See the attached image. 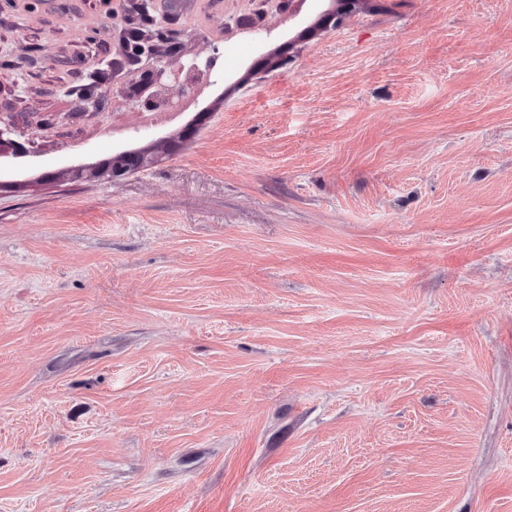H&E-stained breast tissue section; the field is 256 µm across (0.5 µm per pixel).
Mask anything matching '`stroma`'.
Instances as JSON below:
<instances>
[{"label":"stroma","mask_w":512,"mask_h":512,"mask_svg":"<svg viewBox=\"0 0 512 512\" xmlns=\"http://www.w3.org/2000/svg\"><path fill=\"white\" fill-rule=\"evenodd\" d=\"M125 7L0 0V512H512V0H294L106 139Z\"/></svg>","instance_id":"obj_1"}]
</instances>
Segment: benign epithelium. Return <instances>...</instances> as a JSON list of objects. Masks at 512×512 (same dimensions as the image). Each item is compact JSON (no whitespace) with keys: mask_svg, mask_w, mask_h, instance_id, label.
Wrapping results in <instances>:
<instances>
[{"mask_svg":"<svg viewBox=\"0 0 512 512\" xmlns=\"http://www.w3.org/2000/svg\"><path fill=\"white\" fill-rule=\"evenodd\" d=\"M156 0H135V15L116 19L119 51L112 58V88L122 93L139 112L160 111L173 99L196 100L197 78L211 77L223 53V43L211 45L205 58L190 55L177 27L179 15L166 9L159 12ZM102 97L88 92L77 95L80 112H101ZM104 176L111 180L124 178L132 170L131 152L114 154Z\"/></svg>","mask_w":512,"mask_h":512,"instance_id":"1","label":"benign epithelium"}]
</instances>
